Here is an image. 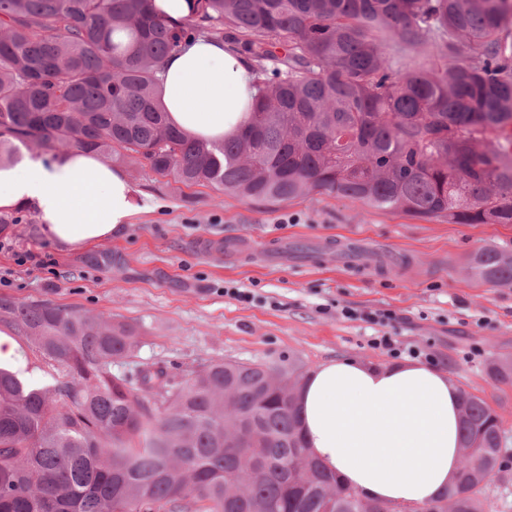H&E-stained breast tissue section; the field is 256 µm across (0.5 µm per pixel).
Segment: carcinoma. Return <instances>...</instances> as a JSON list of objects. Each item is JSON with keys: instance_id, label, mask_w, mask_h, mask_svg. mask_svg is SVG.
Returning <instances> with one entry per match:
<instances>
[{"instance_id": "carcinoma-1", "label": "carcinoma", "mask_w": 512, "mask_h": 512, "mask_svg": "<svg viewBox=\"0 0 512 512\" xmlns=\"http://www.w3.org/2000/svg\"><path fill=\"white\" fill-rule=\"evenodd\" d=\"M149 2L0 0V168L24 149L90 148L249 202L318 191L512 224V0H195L178 26ZM226 28L257 93L248 123L208 144L168 122L158 66L182 40ZM419 46L443 64L394 66V52ZM467 272L511 287L512 254L482 249ZM0 321L60 368L39 386L0 367V512H396L306 455L291 363L217 361L173 384L157 362L130 378L112 372L140 343L129 323L1 297ZM488 374L511 386L512 356ZM504 444L499 415L462 391L468 454L420 512L448 500L495 512Z\"/></svg>"}]
</instances>
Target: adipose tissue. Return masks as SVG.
<instances>
[{"mask_svg": "<svg viewBox=\"0 0 512 512\" xmlns=\"http://www.w3.org/2000/svg\"><path fill=\"white\" fill-rule=\"evenodd\" d=\"M169 122L220 143L250 118L256 74L220 38L187 42L160 65ZM36 211L49 237L80 249L124 230L142 206L120 167L90 149L35 156L0 169V208ZM296 408L308 453L343 486L405 512L440 499L461 460L460 387L448 371L405 359L382 367L357 357L307 372Z\"/></svg>", "mask_w": 512, "mask_h": 512, "instance_id": "ef3b65f1", "label": "adipose tissue"}]
</instances>
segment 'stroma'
<instances>
[{
    "label": "stroma",
    "instance_id": "35a3bbf8",
    "mask_svg": "<svg viewBox=\"0 0 512 512\" xmlns=\"http://www.w3.org/2000/svg\"><path fill=\"white\" fill-rule=\"evenodd\" d=\"M126 172L145 206L112 238L82 249L48 239L38 214L0 231V296L48 299L133 324L140 344L112 370L164 363L171 381L218 360L288 362L308 371L356 356L392 363L371 337L433 352L461 388L483 398L506 435L505 470L493 491L512 512V386L489 362L512 354V287L478 285L463 270L482 248L512 252V224H451L312 193L274 205L208 187L176 189L145 169ZM48 270H38L39 262ZM253 291V302L225 287ZM385 309L386 327L343 318L342 308ZM0 332L13 335L8 324ZM12 368L41 385L58 367L13 335Z\"/></svg>",
    "mask_w": 512,
    "mask_h": 512
}]
</instances>
